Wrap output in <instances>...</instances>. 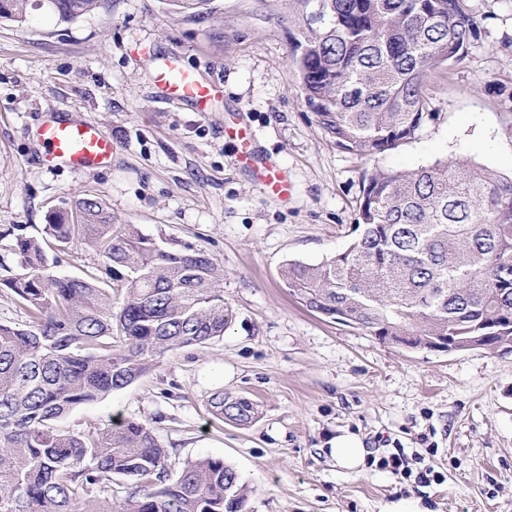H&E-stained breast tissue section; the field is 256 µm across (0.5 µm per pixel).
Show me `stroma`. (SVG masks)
<instances>
[{
	"label": "stroma",
	"mask_w": 512,
	"mask_h": 512,
	"mask_svg": "<svg viewBox=\"0 0 512 512\" xmlns=\"http://www.w3.org/2000/svg\"><path fill=\"white\" fill-rule=\"evenodd\" d=\"M468 4L477 37L461 63L431 76V118L370 158L336 147L305 104L292 70L299 0H210L200 17L165 0H103L72 22L43 9L22 25L0 19V228L35 235L50 209L98 196L116 223L205 250L234 314L222 339L166 354L59 427L149 423L170 467L201 456L232 465L247 512H381L406 495L430 512H512V353L384 342L308 311L281 279L288 262L348 247L367 169L448 158L512 176V0ZM173 56L214 84L207 112L159 93L153 68ZM55 115L96 123L114 142L110 161L88 173L46 165L35 131ZM243 121L258 160L287 171L288 200L263 194L239 162ZM218 391L253 399L257 419L216 420L207 400ZM345 432L370 457L403 452L440 482L338 467L330 442Z\"/></svg>",
	"instance_id": "35a3bbf8"
}]
</instances>
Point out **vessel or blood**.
I'll return each instance as SVG.
<instances>
[{"instance_id": "1", "label": "vessel or blood", "mask_w": 512, "mask_h": 512, "mask_svg": "<svg viewBox=\"0 0 512 512\" xmlns=\"http://www.w3.org/2000/svg\"><path fill=\"white\" fill-rule=\"evenodd\" d=\"M155 81L168 100L192 104L201 112L206 111L214 93L212 84L174 59L156 68ZM37 137L46 149L48 161L65 164L79 172L93 171L112 156L111 137L83 120L52 117L38 127ZM259 177L266 195L280 200L291 196L293 187L276 165L262 163Z\"/></svg>"}]
</instances>
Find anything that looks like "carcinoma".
<instances>
[{
    "label": "carcinoma",
    "instance_id": "carcinoma-1",
    "mask_svg": "<svg viewBox=\"0 0 512 512\" xmlns=\"http://www.w3.org/2000/svg\"><path fill=\"white\" fill-rule=\"evenodd\" d=\"M196 14L209 0H167ZM302 41L292 59L306 105L336 146L374 156L414 139L430 115L426 84L460 61L477 36L467 0H300ZM101 0H0V19L30 9L64 22ZM356 228L343 252L289 262L282 278L309 310L382 341L415 349L512 336V177L468 161L364 173ZM16 268L0 262V289L29 319L0 324V512H246L247 486L221 459L176 473L155 428L137 420L84 431L55 421L152 369L165 354L224 336L233 312L223 273L201 249L136 224H116L105 201L80 197L50 212L37 236L10 227ZM92 249L99 274L61 275L58 254ZM212 415L252 423L257 404L219 391ZM126 496L112 503V481Z\"/></svg>",
    "mask_w": 512,
    "mask_h": 512
}]
</instances>
